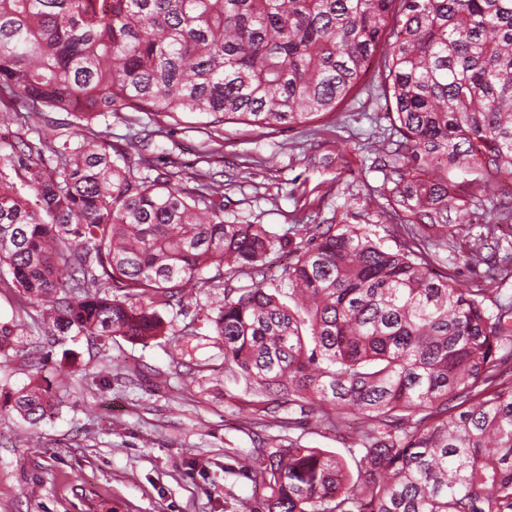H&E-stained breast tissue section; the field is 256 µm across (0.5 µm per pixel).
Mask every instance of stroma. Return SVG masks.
<instances>
[{
    "instance_id": "stroma-1",
    "label": "stroma",
    "mask_w": 512,
    "mask_h": 512,
    "mask_svg": "<svg viewBox=\"0 0 512 512\" xmlns=\"http://www.w3.org/2000/svg\"><path fill=\"white\" fill-rule=\"evenodd\" d=\"M378 82L368 71L352 98L305 127L119 112L112 142L126 149L130 133L154 131L149 157L176 167L186 189L198 173L222 174L227 221L277 232L357 224L394 248L388 185L369 148L390 127ZM470 236L457 225L436 272L463 290L494 284L512 297V263L467 264ZM223 298L220 287L193 291L170 335L143 345L50 335L45 306L1 283L0 325L16 339L0 362V512H238L246 498L261 512L264 492L240 470V454L290 432L346 454L351 427L317 429L300 412L269 416L243 403L207 319ZM37 376L51 382L55 409L32 425L4 399Z\"/></svg>"
}]
</instances>
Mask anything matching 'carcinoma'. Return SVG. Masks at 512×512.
<instances>
[{
  "label": "carcinoma",
  "instance_id": "obj_1",
  "mask_svg": "<svg viewBox=\"0 0 512 512\" xmlns=\"http://www.w3.org/2000/svg\"><path fill=\"white\" fill-rule=\"evenodd\" d=\"M381 48L393 112L371 150L404 233L395 250L352 224L302 247L227 222L224 182L188 193L112 145L114 112L304 126ZM0 105L32 129L74 118L55 123L52 161L25 140L0 153L18 178L0 173V270L49 306L51 335L145 343L186 289L221 286L211 323L245 395L318 427L356 417L347 458L299 436L243 454L264 512H512V370L496 357L512 358V300L488 308L491 289L454 287L430 251L469 204L455 169L491 203L512 174V0H0ZM284 252L279 283L233 284ZM52 397L31 382L13 408L35 423Z\"/></svg>",
  "mask_w": 512,
  "mask_h": 512
}]
</instances>
